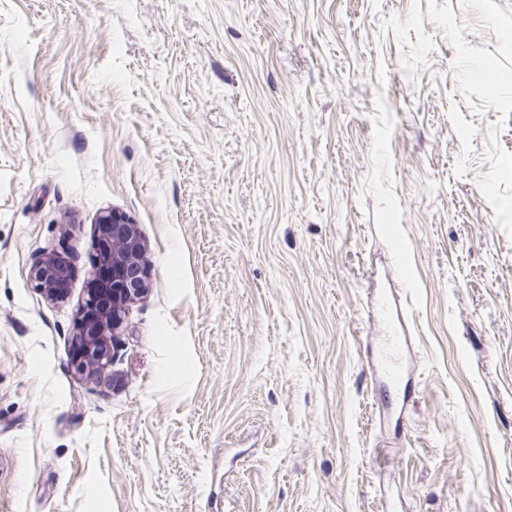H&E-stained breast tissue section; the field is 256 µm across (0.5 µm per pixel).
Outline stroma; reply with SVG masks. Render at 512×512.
Returning a JSON list of instances; mask_svg holds the SVG:
<instances>
[{"mask_svg":"<svg viewBox=\"0 0 512 512\" xmlns=\"http://www.w3.org/2000/svg\"><path fill=\"white\" fill-rule=\"evenodd\" d=\"M0 512H512V0H0ZM96 227L99 266L92 276L96 288L89 290L76 322V336L83 347L76 369L88 375L101 374L112 364L114 339L122 327L126 307L148 288L145 244L137 224L112 210L100 214ZM111 303L91 319H83L87 308L100 300ZM68 277V266L52 254L43 256L29 269V279L35 288L46 292L51 297L61 295V287ZM407 336L391 334L385 336L379 361V368L387 382L404 384L409 380L406 371Z\"/></svg>","mask_w":512,"mask_h":512,"instance_id":"stroma-1","label":"stroma"}]
</instances>
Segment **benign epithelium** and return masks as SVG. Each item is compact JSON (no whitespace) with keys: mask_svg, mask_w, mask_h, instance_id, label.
Masks as SVG:
<instances>
[{"mask_svg":"<svg viewBox=\"0 0 512 512\" xmlns=\"http://www.w3.org/2000/svg\"><path fill=\"white\" fill-rule=\"evenodd\" d=\"M96 244L100 270L85 307L93 308L102 299L110 305L91 319L77 318L76 336L83 354L74 364L78 372L90 376L101 374L112 364L114 339L122 327L126 307L148 288L145 244L137 225L116 211H105L98 218ZM68 277V266L52 254L43 256L29 269L34 286L51 297L60 295Z\"/></svg>","mask_w":512,"mask_h":512,"instance_id":"benign-epithelium-1","label":"benign epithelium"}]
</instances>
